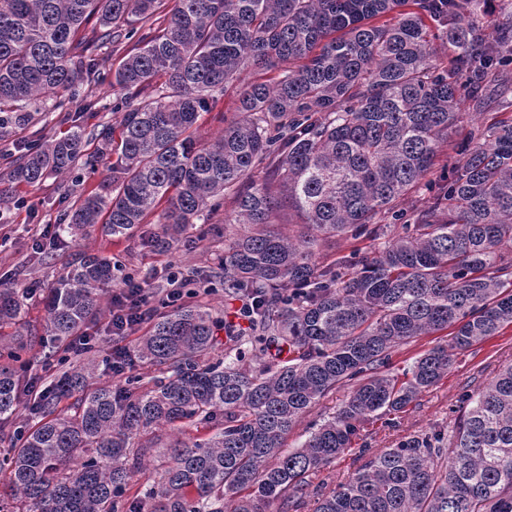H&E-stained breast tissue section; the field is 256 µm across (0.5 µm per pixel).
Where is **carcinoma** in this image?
Instances as JSON below:
<instances>
[{
    "instance_id": "1",
    "label": "carcinoma",
    "mask_w": 512,
    "mask_h": 512,
    "mask_svg": "<svg viewBox=\"0 0 512 512\" xmlns=\"http://www.w3.org/2000/svg\"><path fill=\"white\" fill-rule=\"evenodd\" d=\"M487 0H175L165 25L142 32L165 0H0V138L38 112L76 111L73 90L112 72L124 108L99 124L87 152L80 124L61 136L20 141L8 179L36 189L75 163L112 160V179L78 197L59 230L99 227L121 240L157 209L175 233L234 191L236 223L224 245V290L255 300L235 354L216 358L220 321L203 305L152 313L133 358L161 376L144 389L131 372L91 387L79 363L30 395L13 363L0 364V426L19 408L28 422L0 459L8 472L0 512H294L313 476L352 447L359 425L400 412L448 375L457 355L512 326V117L477 129L413 223L370 252L319 266L317 238H380L377 216L421 184L461 106L483 103L512 64V28ZM95 37L76 52L81 28ZM448 45V68L433 40ZM134 42L116 69L100 45ZM278 70L273 83L248 70ZM238 82L239 119L211 141L192 135L224 86ZM270 161L285 199L311 237L270 229L277 200L250 181ZM119 279L112 257L83 255L48 288L46 326L68 343L105 312ZM27 288H0V327L25 314ZM448 333L399 378L394 349ZM350 387L343 406L286 448L299 419ZM74 399L68 407L64 400ZM205 424L212 433L168 449L143 500L128 487L142 449L133 439ZM314 512H512V364L462 399L453 428L411 434L369 455L348 482L321 494Z\"/></svg>"
}]
</instances>
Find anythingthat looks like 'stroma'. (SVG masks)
Wrapping results in <instances>:
<instances>
[{"mask_svg":"<svg viewBox=\"0 0 512 512\" xmlns=\"http://www.w3.org/2000/svg\"><path fill=\"white\" fill-rule=\"evenodd\" d=\"M504 100L512 103V80L490 88L482 110L464 106L461 121L449 130L447 141L440 145L435 163L424 177L425 183L434 185L443 180L459 159L461 149L470 145L471 131L476 130L487 115L496 112ZM18 155L15 138L0 140V190L11 191L23 201L19 207L0 206V285L34 291L23 325L7 331L8 341L24 342V356L32 371H40L44 356L50 350L42 298L64 273L67 263L80 252L110 256L127 273L149 277L150 292L157 300L170 287L165 266L168 261H176L184 304L210 307L214 316L233 321L239 303L236 297L225 294L222 281L211 276L224 254L225 237L242 231L241 226L232 221L236 211L233 193H225L221 206L210 214L207 223H198L183 231L170 251L162 252L153 246L154 240L165 234L161 217L155 215L128 240L112 239L98 229L77 238L62 236L55 243L52 256L41 259L36 254L35 240L60 223L71 196L96 189L100 182L111 177L112 171L105 161L93 167L80 163L70 174L49 177L40 189L31 191L12 187L7 178ZM108 322V316H100L88 329L94 344L92 356L98 363L95 380L101 384L116 381L115 375L103 365V358L115 349L134 346L137 339L133 333L113 335ZM510 363L512 327L459 355L448 375L422 392L406 411L373 417L361 424L353 451L342 454L321 471L320 479L330 488L349 481L364 462L359 454L361 448L377 452L394 447L410 434L448 429L459 414L463 394L488 386L499 370Z\"/></svg>","mask_w":512,"mask_h":512,"instance_id":"35a3bbf8","label":"stroma"}]
</instances>
